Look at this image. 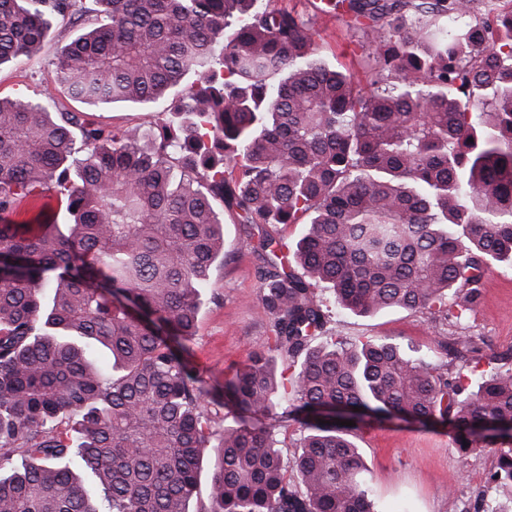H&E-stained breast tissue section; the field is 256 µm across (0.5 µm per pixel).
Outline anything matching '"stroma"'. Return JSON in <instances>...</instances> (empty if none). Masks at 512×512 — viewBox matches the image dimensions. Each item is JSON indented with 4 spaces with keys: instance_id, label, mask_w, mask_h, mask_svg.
Wrapping results in <instances>:
<instances>
[{
    "instance_id": "obj_1",
    "label": "stroma",
    "mask_w": 512,
    "mask_h": 512,
    "mask_svg": "<svg viewBox=\"0 0 512 512\" xmlns=\"http://www.w3.org/2000/svg\"><path fill=\"white\" fill-rule=\"evenodd\" d=\"M312 23L320 35L321 56L365 79L372 64L371 48L362 32L349 26L347 16H313ZM72 36L71 29L54 26L41 56L0 68V95L41 98L53 88L56 55ZM66 106L76 112L91 111L95 121L116 128L148 129L158 120L151 109L128 103L89 109L70 100ZM258 264L235 212L225 211L224 264L212 272V297L202 307L197 332L184 353L208 386L223 384L225 371L266 345L270 323L257 299ZM465 324L471 335L484 338L495 351L512 353V267L497 266L487 272ZM333 328L349 342L387 337L421 354L435 349L427 316L404 309L370 316L340 310ZM357 445L382 512H480L486 503L500 512H512V484L493 478L498 465L495 452L460 453L447 427L392 420L361 434Z\"/></svg>"
}]
</instances>
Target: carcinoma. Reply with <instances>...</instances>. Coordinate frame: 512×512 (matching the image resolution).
<instances>
[{
    "label": "carcinoma",
    "mask_w": 512,
    "mask_h": 512,
    "mask_svg": "<svg viewBox=\"0 0 512 512\" xmlns=\"http://www.w3.org/2000/svg\"><path fill=\"white\" fill-rule=\"evenodd\" d=\"M272 2L0 0V67L60 20L81 28L55 62L68 97L161 116L150 135L51 92L0 96V512H382L354 439L392 416L448 425L465 453L496 447L494 478L512 482V362L478 357L486 342L461 327L490 266H512V9L320 0L369 40L366 90ZM51 189L65 229L23 231L22 203ZM226 207L257 252L271 336L219 402L181 350L224 261ZM289 224L306 225L294 244L269 230ZM330 298L427 315L443 361L348 345Z\"/></svg>",
    "instance_id": "cac0c4a2"
}]
</instances>
